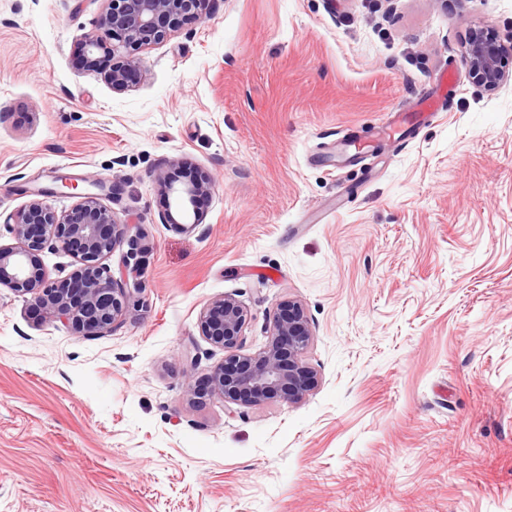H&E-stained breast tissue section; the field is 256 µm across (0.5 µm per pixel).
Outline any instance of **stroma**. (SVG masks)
I'll list each match as a JSON object with an SVG mask.
<instances>
[{
    "label": "stroma",
    "instance_id": "35a3bbf8",
    "mask_svg": "<svg viewBox=\"0 0 512 512\" xmlns=\"http://www.w3.org/2000/svg\"><path fill=\"white\" fill-rule=\"evenodd\" d=\"M103 7L0 0V242L66 180L148 249L99 336L0 287V512H512V76L485 92L463 56L478 25L512 48V0H215L121 93L76 56ZM177 160L212 187L191 233L162 222ZM226 295L244 354L305 305L317 391L189 406Z\"/></svg>",
    "mask_w": 512,
    "mask_h": 512
}]
</instances>
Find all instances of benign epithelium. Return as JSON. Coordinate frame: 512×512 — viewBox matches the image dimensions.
Here are the masks:
<instances>
[{
	"label": "benign epithelium",
	"mask_w": 512,
	"mask_h": 512,
	"mask_svg": "<svg viewBox=\"0 0 512 512\" xmlns=\"http://www.w3.org/2000/svg\"><path fill=\"white\" fill-rule=\"evenodd\" d=\"M105 9L95 27L77 41L83 66L99 71L116 91L136 84L146 71L139 50L146 42L161 40L187 18H204L213 0H104ZM504 47L482 27L470 30L464 57L472 82L486 91L506 80ZM160 171L164 189L163 223L193 232L203 223L201 202L210 195L203 182L180 186ZM76 199L72 208L57 214L45 201L54 194L38 189L7 222L14 244H0V286L31 301L45 321H61L74 333L97 336L112 328L128 303L129 278L142 289L145 260L140 234H130L95 193H78L64 183ZM59 242L78 267L56 280L47 278L41 254L47 244ZM127 245L122 267L113 272L104 263L115 249ZM250 322L247 309L226 295L210 302L199 316V327L211 344L224 349V361L188 386L189 402L203 404L220 398L226 404L258 406L276 400L300 402L319 386L317 371L306 361L313 330L304 306L295 300L280 304L270 326L269 340L256 355H242L239 347Z\"/></svg>",
	"instance_id": "benign-epithelium-1"
}]
</instances>
